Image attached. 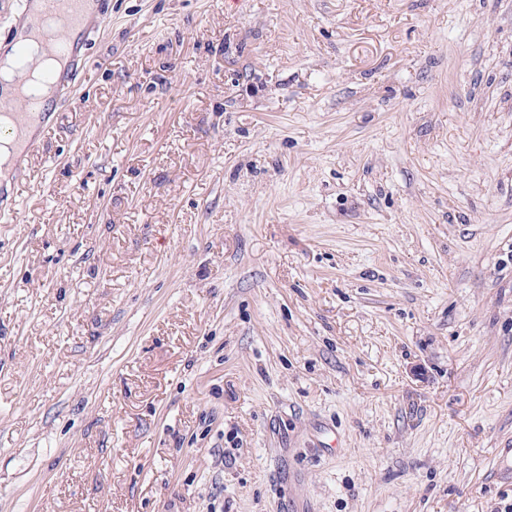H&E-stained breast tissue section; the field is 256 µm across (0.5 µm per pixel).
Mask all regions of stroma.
Returning a JSON list of instances; mask_svg holds the SVG:
<instances>
[{
    "mask_svg": "<svg viewBox=\"0 0 512 512\" xmlns=\"http://www.w3.org/2000/svg\"><path fill=\"white\" fill-rule=\"evenodd\" d=\"M0 214V512H512V0H103Z\"/></svg>",
    "mask_w": 512,
    "mask_h": 512,
    "instance_id": "1",
    "label": "stroma"
}]
</instances>
